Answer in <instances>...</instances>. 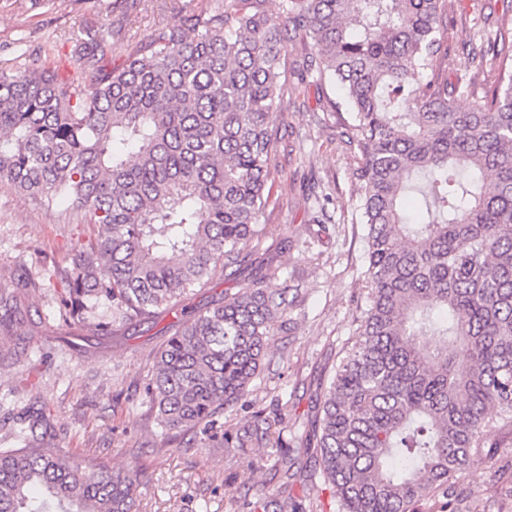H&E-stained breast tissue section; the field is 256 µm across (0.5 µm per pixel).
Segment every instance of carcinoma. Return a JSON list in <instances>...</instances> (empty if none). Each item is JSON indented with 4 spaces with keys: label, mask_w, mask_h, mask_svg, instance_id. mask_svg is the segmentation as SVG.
<instances>
[{
    "label": "carcinoma",
    "mask_w": 512,
    "mask_h": 512,
    "mask_svg": "<svg viewBox=\"0 0 512 512\" xmlns=\"http://www.w3.org/2000/svg\"><path fill=\"white\" fill-rule=\"evenodd\" d=\"M232 0L161 27L120 65L105 34L77 51L85 83L43 67L0 73V182L49 209L65 200L102 234L76 246L58 313L104 335L169 312L217 270L252 263L272 202L270 160L288 33L357 158L358 279L369 308L316 399L315 469L341 512H418L483 462L485 433L512 426V16L463 44L495 75L448 81V0ZM191 28L194 35L186 33ZM471 100L468 108L458 104ZM272 263L185 319L156 355L146 395L162 434L217 448H279L280 420L254 412L234 433L265 346L293 304ZM28 269L0 292V334L24 324ZM21 448L0 450V512H132L122 473L40 451L49 418L16 413ZM285 485L303 467L281 456ZM273 512H303L293 495Z\"/></svg>",
    "instance_id": "1"
}]
</instances>
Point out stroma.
<instances>
[{"mask_svg":"<svg viewBox=\"0 0 512 512\" xmlns=\"http://www.w3.org/2000/svg\"><path fill=\"white\" fill-rule=\"evenodd\" d=\"M227 0H0V72L13 74L40 66L80 78L76 38L84 30L111 33L110 56L120 64L137 44L161 25L181 23L192 14L223 12ZM505 0H452L443 67L449 77L478 74L462 50L483 13L502 15ZM54 56H46L48 45ZM302 35L288 42V84L279 124L277 203L269 209L265 234L251 245L255 260L272 259L279 280L299 297L287 313L288 329L267 344L266 361L249 387L247 409H225V429L246 423L264 410L281 419L283 449L299 461L311 450L308 438L314 402L329 370L353 336L368 301L356 269L365 248L354 224L350 171L355 158L341 127L326 110L336 97L330 85H317L306 73ZM330 196L325 223L312 221L314 200ZM67 204L47 210L0 183V289L19 268L64 272L72 248L98 237ZM290 247H283V240ZM233 279L217 272L175 310L137 326H114L98 334L94 322H66L58 315L59 291L45 285L29 289L35 335H0V448L14 447V416L37 402L51 414L54 437L44 453H70L101 461L112 470L133 472V512H247L243 501L274 500L281 482L275 448H209L194 431L175 439L161 436L146 398L159 348L185 316L235 293ZM484 466L457 479L452 496L424 500L420 512H512V427L488 433Z\"/></svg>","mask_w":512,"mask_h":512,"instance_id":"stroma-1","label":"stroma"}]
</instances>
